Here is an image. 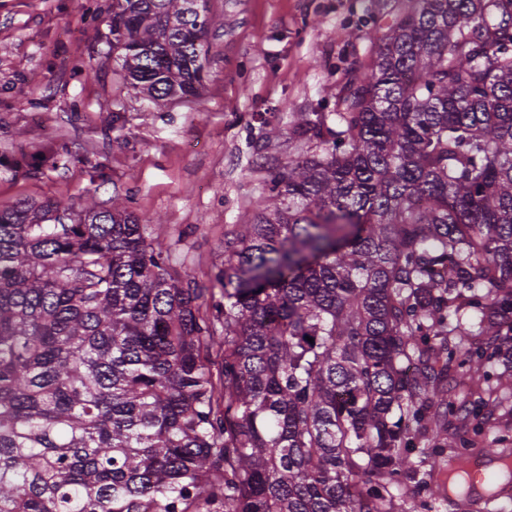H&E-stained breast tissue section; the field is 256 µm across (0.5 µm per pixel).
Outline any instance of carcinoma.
Returning a JSON list of instances; mask_svg holds the SVG:
<instances>
[{
  "instance_id": "obj_1",
  "label": "carcinoma",
  "mask_w": 512,
  "mask_h": 512,
  "mask_svg": "<svg viewBox=\"0 0 512 512\" xmlns=\"http://www.w3.org/2000/svg\"><path fill=\"white\" fill-rule=\"evenodd\" d=\"M402 2L224 233L214 315L159 224L0 210V512H398L446 371L512 370V0ZM210 25L112 0V52L153 102L195 97Z\"/></svg>"
}]
</instances>
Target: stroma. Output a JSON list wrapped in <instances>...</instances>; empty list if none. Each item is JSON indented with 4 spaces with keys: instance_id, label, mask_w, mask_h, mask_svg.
I'll list each match as a JSON object with an SVG mask.
<instances>
[{
    "instance_id": "35a3bbf8",
    "label": "stroma",
    "mask_w": 512,
    "mask_h": 512,
    "mask_svg": "<svg viewBox=\"0 0 512 512\" xmlns=\"http://www.w3.org/2000/svg\"><path fill=\"white\" fill-rule=\"evenodd\" d=\"M199 96L144 99L113 59L112 0H0V209L120 200L161 219L170 265L210 285L224 231L269 195L274 162L300 155L291 131L327 115L369 73L395 12L386 0H209ZM432 405L412 460L476 434L512 449V381L474 416Z\"/></svg>"
}]
</instances>
